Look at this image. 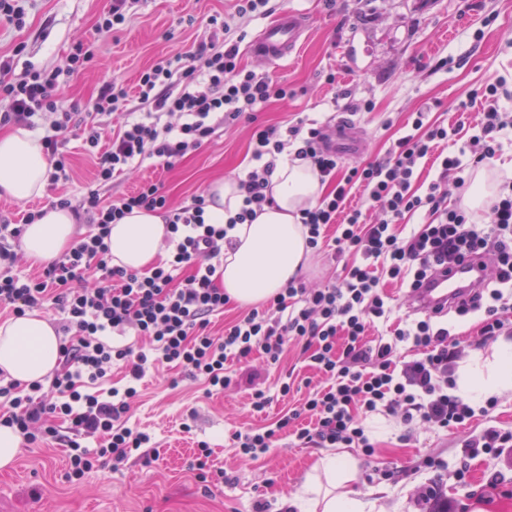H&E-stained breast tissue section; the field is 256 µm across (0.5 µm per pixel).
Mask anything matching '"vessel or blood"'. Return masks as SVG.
I'll return each mask as SVG.
<instances>
[{
    "mask_svg": "<svg viewBox=\"0 0 512 512\" xmlns=\"http://www.w3.org/2000/svg\"><path fill=\"white\" fill-rule=\"evenodd\" d=\"M303 31L304 19L299 14L281 15L258 32L251 49L255 55L267 60L284 59L297 48ZM484 277L481 259H469L427 279L415 292L413 303L420 309L453 306L466 298L472 289L480 287Z\"/></svg>",
    "mask_w": 512,
    "mask_h": 512,
    "instance_id": "vessel-or-blood-1",
    "label": "vessel or blood"
}]
</instances>
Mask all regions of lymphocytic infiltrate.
Masks as SVG:
<instances>
[{"mask_svg": "<svg viewBox=\"0 0 512 512\" xmlns=\"http://www.w3.org/2000/svg\"><path fill=\"white\" fill-rule=\"evenodd\" d=\"M275 10L274 0H236L233 13L208 16L210 38L195 43L188 54L160 59L140 73L135 86L103 82L83 112L59 111L52 95L58 72L17 77L10 60L0 61V101L5 104L0 125L32 128L38 117H53L41 139L51 166L49 184L69 177L64 150L69 136L81 137L96 156L94 188L76 203L64 196L51 202L71 210L78 222L89 225V233L38 276L0 275V305L22 316L53 301L64 316L62 332L75 338L62 348L52 379L55 400L45 399L38 382L0 384V403L9 409L5 423L16 428L25 445L57 437L58 423H67L74 478L102 458L118 465L137 450L149 462L160 457L150 435L125 422L148 356L109 344L105 337L128 328L149 340L158 360L204 380L211 392L238 385L230 362H246L258 354L276 364L288 340H304L310 365L323 384L309 393L302 410L235 433L247 454L266 451L289 433L300 443L321 448L368 450L372 444L365 422L374 414L428 429L458 427L475 414L467 396L451 391L459 340L450 333L443 310H412L386 338L371 331L393 314L384 281H396L412 293L435 271L472 256L493 257L494 266L482 287L455 306V313L481 314L486 340L512 325L507 317L512 311V175L501 176L486 222H475L466 208L448 204L449 189L464 191L473 171L492 166L501 154L505 136L512 134V88L498 79L459 101V111L479 110L475 132L457 152L441 157L439 174L425 191L416 187L419 163L440 142L454 140L459 130L430 120L423 108L413 113L384 156L343 174L316 123L258 121L262 104L287 98L289 91L242 64L245 35L237 22ZM108 117L118 123L109 137L102 129ZM243 119L255 125V165L237 180L242 207L229 224L206 223L205 195L178 207L150 181L132 193L111 196L115 177L148 160L174 168L211 137L215 121ZM291 145L298 158L310 160L322 181L334 185L303 211L301 222L314 247L326 238L328 226H335L331 248L341 273L337 281L314 288L289 281L266 307L251 308L225 325L222 335H214L210 318L229 302L217 286L228 227L253 221L272 204L270 180L279 156ZM356 186L364 201L351 207L347 200ZM136 208L162 214L171 230L169 258L147 275L112 265L106 243L111 225ZM416 214L423 223L407 227L406 218ZM402 348L413 352L412 360L399 358ZM116 360L125 364L124 385L87 392V385L107 377ZM302 416L309 418V426L297 427ZM91 437L103 441L93 453L80 444Z\"/></svg>", "mask_w": 512, "mask_h": 512, "instance_id": "1", "label": "lymphocytic infiltrate"}]
</instances>
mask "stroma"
Wrapping results in <instances>:
<instances>
[{
	"instance_id": "35a3bbf8",
	"label": "stroma",
	"mask_w": 512,
	"mask_h": 512,
	"mask_svg": "<svg viewBox=\"0 0 512 512\" xmlns=\"http://www.w3.org/2000/svg\"><path fill=\"white\" fill-rule=\"evenodd\" d=\"M235 0H138L122 29L97 31L105 0H30L24 27L0 26V55L11 57L14 72L64 67L73 42L94 44L95 57L56 87L62 109H85L107 80L134 85L138 73L159 58L191 49L208 38L207 17L230 12ZM278 13H300L306 36L285 60L269 62L243 51L242 62L287 83L285 100L262 105L258 117L277 124L303 117L332 129L342 114L331 99L337 88L352 99L368 100L372 111L351 118L358 147L339 152L342 168L384 154L399 127L424 102L433 115L453 125L478 121L460 116L457 102L468 91L512 77V0H279ZM194 25H187L188 16ZM335 83H328V75ZM252 126L247 120L218 127L199 150L173 169L142 167L112 186L113 195L134 191L143 181L160 184L173 204L190 203L218 179H237L253 162ZM481 317L449 316L462 344L457 370L474 356L493 359L498 345L480 343ZM240 382L221 394L207 395L203 381L180 368L158 362L148 370L142 390L130 403L129 427L149 433L160 450L151 463L130 457L123 464L103 460L82 479L69 478L66 442L48 440L21 448L12 467L0 470V512H297L291 500L306 474L325 456L314 445L295 446L283 437L257 457L244 455L233 435L269 424L298 407L302 393L281 395L286 372L308 377L297 345H290L280 366L261 357L236 367ZM270 397L260 413L251 407L254 389ZM494 407L473 399L477 416L465 427L417 429L404 437L399 420L371 416L367 431L372 452L353 449L357 472L350 487L366 503L365 512H429L424 495L440 488L448 512H512V458L468 453L467 438L489 426L512 432V390L497 394ZM190 430H183V423ZM212 456L207 479L193 463L199 442Z\"/></svg>"
}]
</instances>
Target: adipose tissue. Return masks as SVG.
<instances>
[{
    "label": "adipose tissue",
    "instance_id": "adipose-tissue-1",
    "mask_svg": "<svg viewBox=\"0 0 512 512\" xmlns=\"http://www.w3.org/2000/svg\"><path fill=\"white\" fill-rule=\"evenodd\" d=\"M48 161L38 137L25 129L0 131V194L16 201L42 195ZM326 190L310 161L284 154L270 182L271 206L249 223L236 225L229 235L234 246L225 250L218 270L225 295L243 305L263 302L277 294L289 280L298 278L311 260L308 230L301 222ZM242 204L237 184L218 180L207 193L205 220L227 223ZM75 220L67 209L50 208L27 225L23 247L40 263L54 260L72 242ZM170 232L158 214L133 209L111 227L107 239L113 265L142 272L161 254ZM60 340L50 320L32 311L0 323V370L8 378L41 382L58 365ZM466 392L491 396L512 388V342H502L492 364L474 362L462 376ZM356 472L351 454L325 456L313 466L293 505L298 512H364V505L348 485Z\"/></svg>",
    "mask_w": 512,
    "mask_h": 512
}]
</instances>
